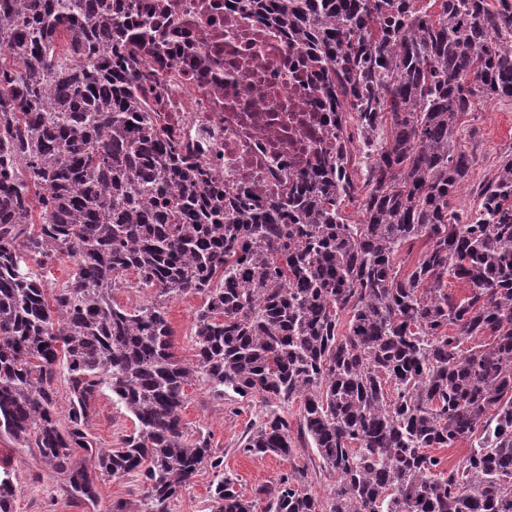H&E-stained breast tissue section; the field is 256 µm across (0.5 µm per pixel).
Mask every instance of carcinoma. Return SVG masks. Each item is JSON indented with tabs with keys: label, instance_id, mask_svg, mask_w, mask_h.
Wrapping results in <instances>:
<instances>
[{
	"label": "carcinoma",
	"instance_id": "carcinoma-1",
	"mask_svg": "<svg viewBox=\"0 0 512 512\" xmlns=\"http://www.w3.org/2000/svg\"><path fill=\"white\" fill-rule=\"evenodd\" d=\"M239 2L288 27L342 115L336 154L258 209L228 207L151 123L139 0H0V432L35 443L75 498L140 476L146 512L204 468L214 512H512V154L469 213L450 207L477 162L455 148L460 118L512 102V0H438L435 15L416 0ZM356 138L375 154L361 185ZM420 239L400 275L397 253ZM33 257L73 278L44 288ZM129 271L154 302L114 300ZM186 294L205 297L191 364L165 311ZM195 380L268 407L301 399L297 433L271 411L242 452L308 442L336 477L330 498L305 470L238 492L209 437L186 441ZM106 390L136 421L113 451L89 431ZM461 440L454 467L433 453ZM15 493L0 469V512Z\"/></svg>",
	"mask_w": 512,
	"mask_h": 512
}]
</instances>
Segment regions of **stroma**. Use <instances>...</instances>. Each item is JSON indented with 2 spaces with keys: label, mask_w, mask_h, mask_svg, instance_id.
I'll list each match as a JSON object with an SVG mask.
<instances>
[{
  "label": "stroma",
  "mask_w": 512,
  "mask_h": 512,
  "mask_svg": "<svg viewBox=\"0 0 512 512\" xmlns=\"http://www.w3.org/2000/svg\"><path fill=\"white\" fill-rule=\"evenodd\" d=\"M456 138L458 149L468 150L475 145L480 148L474 181L490 178L499 157L512 151V104L500 101L477 104L473 112L460 120ZM202 303L201 295L188 294L165 306L174 330V352L187 363L195 357V314ZM264 411L260 398H242L230 392L218 397L207 384L196 381L186 388L182 418L190 436L201 432L209 435L212 448L224 457L225 471L237 477V488L244 496H253L260 486L303 467L312 493L327 499L335 478L321 469L315 449L307 446L294 449L289 458L248 456L241 452L244 436L260 424ZM90 431L98 447L115 449L124 435L133 433L134 421L123 407L113 402L111 393L106 392L95 400ZM0 460L11 464L16 473L17 495L12 512H112L113 505L119 502L125 504L126 512H143L144 492L136 477L99 480L96 504L86 508L63 495L58 475L49 470L37 448L25 447L0 433ZM214 480L211 470H201L172 499L169 512H211L209 496Z\"/></svg>",
  "instance_id": "stroma-1"
}]
</instances>
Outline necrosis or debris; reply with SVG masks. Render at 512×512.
Wrapping results in <instances>:
<instances>
[{
	"instance_id": "necrosis-or-debris-1",
	"label": "necrosis or debris",
	"mask_w": 512,
	"mask_h": 512,
	"mask_svg": "<svg viewBox=\"0 0 512 512\" xmlns=\"http://www.w3.org/2000/svg\"><path fill=\"white\" fill-rule=\"evenodd\" d=\"M146 2L167 16L147 58L158 121L226 197L264 204L335 149L321 69L286 28L237 0Z\"/></svg>"
}]
</instances>
